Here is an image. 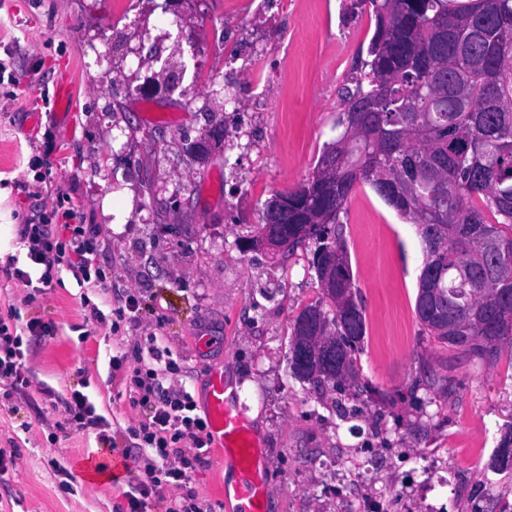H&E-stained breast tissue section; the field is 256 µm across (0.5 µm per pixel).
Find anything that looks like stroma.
<instances>
[{
    "mask_svg": "<svg viewBox=\"0 0 512 512\" xmlns=\"http://www.w3.org/2000/svg\"><path fill=\"white\" fill-rule=\"evenodd\" d=\"M226 2L180 0L186 24L175 30L159 0H0V59L15 55L23 100L18 114L0 110V255L21 252L15 216L28 206V161L43 156L53 189L79 202L77 223L98 228L115 273L131 287L146 283L144 311L162 316L161 334L193 399L203 395L209 369L223 367L261 443L270 512H336L322 464L350 448L411 450L401 482L384 477L376 485L383 497L407 485L408 512L426 504L433 512H501L512 476L489 462L512 431V347L491 365L423 332L415 315L423 248L414 226L370 187L349 202L338 232L366 334L353 378L335 383L300 381L288 364L295 317L322 297L315 242L286 255L247 245L265 201L307 178L335 137L374 17L356 0H264L267 85L278 109L244 116L255 148L241 161L251 186L238 193L224 188L220 136L231 118L223 94L206 82L234 80L243 104L260 88L224 65L225 43L250 49L225 24ZM116 32L125 50L96 65V49ZM62 63L75 88L65 113L48 102ZM138 84L154 88L161 121L143 117L130 94ZM190 84L197 99L180 106ZM63 282L21 310L59 327L30 361L33 380L63 391L85 368L99 413L128 426L135 414L108 380L112 333L103 326L79 341L71 327L84 321L80 289L71 276ZM48 434L34 427L13 450V499L0 512H112L118 487L81 475L88 456L106 466L111 456L95 454L82 433ZM419 451L448 456L447 476L423 483ZM53 458L77 473L76 494L60 491ZM233 474L213 454L193 486L217 506Z\"/></svg>",
    "mask_w": 512,
    "mask_h": 512,
    "instance_id": "obj_1",
    "label": "stroma"
}]
</instances>
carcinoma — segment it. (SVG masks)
<instances>
[{
  "instance_id": "obj_1",
  "label": "carcinoma",
  "mask_w": 512,
  "mask_h": 512,
  "mask_svg": "<svg viewBox=\"0 0 512 512\" xmlns=\"http://www.w3.org/2000/svg\"><path fill=\"white\" fill-rule=\"evenodd\" d=\"M375 19L368 59L344 95L341 132L311 177L265 203L288 216L292 250L318 243L312 266L333 304L305 306L290 349L293 375L353 373L366 333L347 250L336 234L367 185L416 228L423 245L415 312L444 347L487 363L512 345V0H360ZM466 268L470 282L459 277ZM432 285L440 319L423 313ZM336 331H328V326ZM512 464V439L490 467Z\"/></svg>"
}]
</instances>
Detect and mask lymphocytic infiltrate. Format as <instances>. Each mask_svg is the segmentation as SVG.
I'll return each instance as SVG.
<instances>
[{
	"instance_id": "f902f5d3",
	"label": "lymphocytic infiltrate",
	"mask_w": 512,
	"mask_h": 512,
	"mask_svg": "<svg viewBox=\"0 0 512 512\" xmlns=\"http://www.w3.org/2000/svg\"><path fill=\"white\" fill-rule=\"evenodd\" d=\"M36 181L16 227L24 254L7 256L0 263V275L23 288V302L29 304L61 286L63 274H71L85 290L80 297L87 310L84 332L106 323L115 332L125 324L140 326L143 314L135 289H110L103 305L92 304L88 289L107 280L98 232L76 223L78 207L67 195L58 194L55 207H48L41 189L46 178L40 175ZM22 259L27 262L23 268L18 265ZM19 305L0 308V415L33 414V421L21 420L22 432H29L36 422L60 432L72 429L93 437L98 452H115L123 461L136 463L140 478L123 491V501L114 505L113 512H216L191 486L195 472L209 462L207 421L197 414L196 402L179 383L181 366L161 336L151 332L137 337L131 354L124 342H117L116 353L109 358V376L119 396L138 412L134 424L117 428L98 413L87 379H79L64 394L44 384L39 398L30 396L28 363L59 328L38 316L22 318Z\"/></svg>"
}]
</instances>
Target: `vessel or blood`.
I'll use <instances>...</instances> for the list:
<instances>
[{
    "label": "vessel or blood",
    "instance_id": "b4317fda",
    "mask_svg": "<svg viewBox=\"0 0 512 512\" xmlns=\"http://www.w3.org/2000/svg\"><path fill=\"white\" fill-rule=\"evenodd\" d=\"M204 412L213 448L221 458L233 462L242 476L233 488L231 512H269L258 442L244 414L229 402L223 370L210 374L204 395Z\"/></svg>",
    "mask_w": 512,
    "mask_h": 512
}]
</instances>
